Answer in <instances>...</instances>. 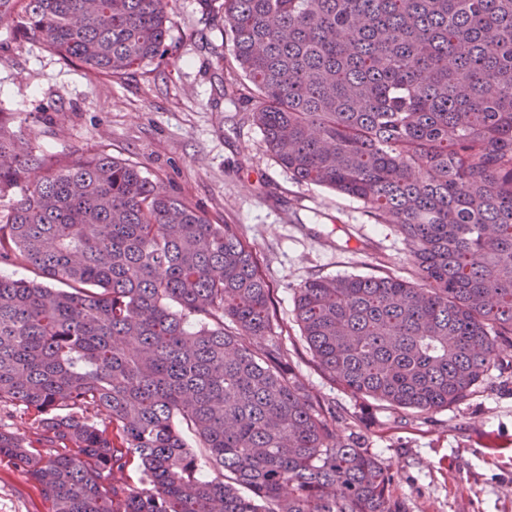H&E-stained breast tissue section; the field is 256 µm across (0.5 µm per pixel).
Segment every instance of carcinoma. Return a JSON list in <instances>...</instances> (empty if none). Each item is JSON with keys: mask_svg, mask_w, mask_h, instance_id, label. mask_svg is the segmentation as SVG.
<instances>
[{"mask_svg": "<svg viewBox=\"0 0 512 512\" xmlns=\"http://www.w3.org/2000/svg\"><path fill=\"white\" fill-rule=\"evenodd\" d=\"M200 2L237 77L224 96L250 106L276 161L362 201L412 257L411 280L296 289L314 362L396 409L463 401L512 349V0ZM167 6L0 0V14L19 40L116 78L168 53ZM11 121L0 113V196L16 194L0 264L37 279L0 275V403L32 420L24 437L0 430V461L51 512H407L394 474L338 441L336 406L296 379L236 225L109 153L24 149ZM32 168L44 175L27 184ZM133 463L141 488L116 482Z\"/></svg>", "mask_w": 512, "mask_h": 512, "instance_id": "obj_1", "label": "carcinoma"}]
</instances>
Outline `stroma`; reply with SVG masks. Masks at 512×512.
I'll return each mask as SVG.
<instances>
[{
    "label": "stroma",
    "mask_w": 512,
    "mask_h": 512,
    "mask_svg": "<svg viewBox=\"0 0 512 512\" xmlns=\"http://www.w3.org/2000/svg\"><path fill=\"white\" fill-rule=\"evenodd\" d=\"M163 61L124 79L64 63L40 42L17 43L0 16V112L26 146L48 155L108 151L249 242L271 288L274 334L310 392L334 403L336 434L362 443L395 475L408 512H512V367L493 366L462 402L429 415L361 402L314 363L294 293L318 276L412 278L401 235L362 202L298 182L274 160L245 105L212 79L222 43L199 0H170ZM0 512H50L26 471L0 463Z\"/></svg>",
    "instance_id": "1"
}]
</instances>
